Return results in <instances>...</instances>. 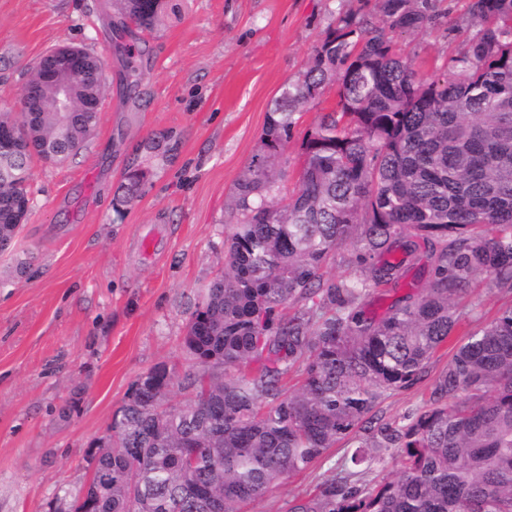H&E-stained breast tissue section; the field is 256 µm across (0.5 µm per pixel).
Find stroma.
Masks as SVG:
<instances>
[{"label": "stroma", "instance_id": "35a3bbf8", "mask_svg": "<svg viewBox=\"0 0 512 512\" xmlns=\"http://www.w3.org/2000/svg\"><path fill=\"white\" fill-rule=\"evenodd\" d=\"M371 0H165L136 30L146 52L134 95L115 28L119 0H0V110L20 115L26 72L51 48L103 57L99 122L74 156L33 159L31 210L0 253V512H59L82 497L92 444L107 434L132 382L165 364L184 374L186 324L224 268L234 187L258 153L267 112L324 33ZM438 21L395 36L419 70L440 75L476 26L468 0H437ZM338 100L336 84L296 116L280 155L283 193L302 165V141ZM429 361L424 380L384 396L376 417L422 406L458 340ZM338 443L242 512H288L324 476L351 469Z\"/></svg>", "mask_w": 512, "mask_h": 512}]
</instances>
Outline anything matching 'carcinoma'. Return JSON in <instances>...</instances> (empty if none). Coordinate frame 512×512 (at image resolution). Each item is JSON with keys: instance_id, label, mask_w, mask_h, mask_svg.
<instances>
[{"instance_id": "carcinoma-1", "label": "carcinoma", "mask_w": 512, "mask_h": 512, "mask_svg": "<svg viewBox=\"0 0 512 512\" xmlns=\"http://www.w3.org/2000/svg\"><path fill=\"white\" fill-rule=\"evenodd\" d=\"M126 22L149 29L162 0H122ZM478 29L448 76L425 75L396 52L393 33L438 17L433 0H375L328 28L301 78L267 115L259 153L238 180L224 237V272L202 290L187 324L184 376L165 364L140 374L97 441L98 460L73 512H240L341 439L351 462L396 448L397 477L374 489L331 475L289 512H512V306L467 333L420 409L371 416L387 393L421 382L456 326L479 320L480 277L512 290V0H469ZM128 48L126 91L139 86ZM75 100L100 98L105 62ZM330 82L336 108L307 131L296 188L280 198L275 162L295 114ZM36 110L0 113L17 130L0 175V251L29 209L31 152L60 163L98 114L63 122L62 101L35 66ZM350 248L347 276L325 266ZM425 249L420 292L372 311ZM300 373L288 393L282 381ZM179 387V401L158 398ZM195 456L190 467L186 454Z\"/></svg>"}]
</instances>
